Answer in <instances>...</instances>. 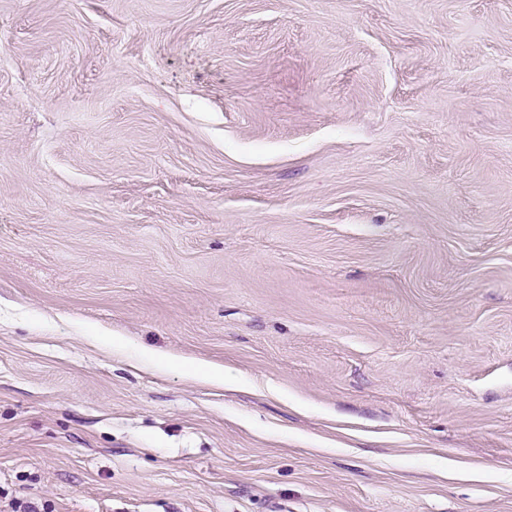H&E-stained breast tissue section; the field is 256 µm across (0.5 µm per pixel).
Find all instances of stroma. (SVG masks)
Returning <instances> with one entry per match:
<instances>
[{
    "mask_svg": "<svg viewBox=\"0 0 512 512\" xmlns=\"http://www.w3.org/2000/svg\"><path fill=\"white\" fill-rule=\"evenodd\" d=\"M0 512H512V0H0Z\"/></svg>",
    "mask_w": 512,
    "mask_h": 512,
    "instance_id": "obj_1",
    "label": "stroma"
}]
</instances>
